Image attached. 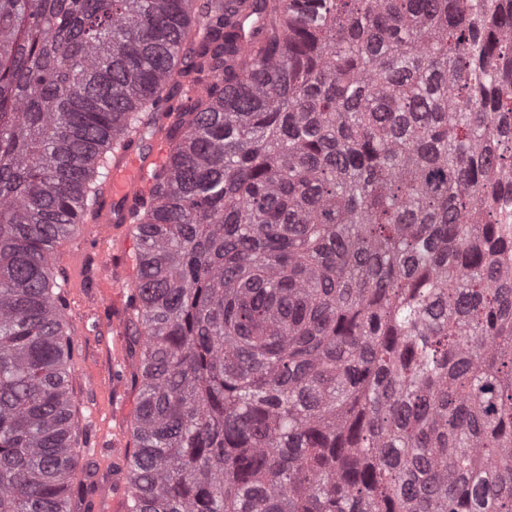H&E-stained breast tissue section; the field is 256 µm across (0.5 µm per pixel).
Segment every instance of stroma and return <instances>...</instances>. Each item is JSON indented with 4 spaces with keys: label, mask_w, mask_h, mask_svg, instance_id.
<instances>
[{
    "label": "stroma",
    "mask_w": 512,
    "mask_h": 512,
    "mask_svg": "<svg viewBox=\"0 0 512 512\" xmlns=\"http://www.w3.org/2000/svg\"><path fill=\"white\" fill-rule=\"evenodd\" d=\"M86 260L90 274L80 290L81 307L69 314L72 324L83 327L74 336L73 388L78 422L89 443L111 432L117 443L128 449L132 446L130 423L137 398L130 379L138 361L128 353L129 334L116 337L97 327L103 319L127 320V290L121 281L101 283L94 250H87Z\"/></svg>",
    "instance_id": "1"
}]
</instances>
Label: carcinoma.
I'll list each match as a JSON object with an SVG mask.
<instances>
[{"label":"carcinoma","mask_w":512,"mask_h":512,"mask_svg":"<svg viewBox=\"0 0 512 512\" xmlns=\"http://www.w3.org/2000/svg\"><path fill=\"white\" fill-rule=\"evenodd\" d=\"M154 138L128 512H512L504 0H0V512L95 491L58 248Z\"/></svg>","instance_id":"carcinoma-1"}]
</instances>
